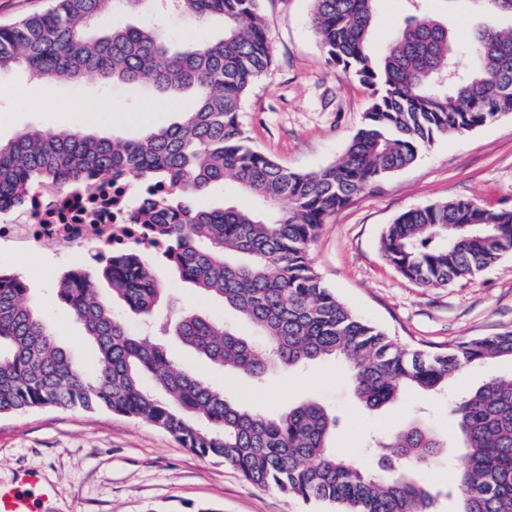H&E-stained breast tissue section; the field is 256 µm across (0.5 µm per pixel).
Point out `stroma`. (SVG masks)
I'll list each match as a JSON object with an SVG mask.
<instances>
[{
    "label": "stroma",
    "instance_id": "1",
    "mask_svg": "<svg viewBox=\"0 0 512 512\" xmlns=\"http://www.w3.org/2000/svg\"><path fill=\"white\" fill-rule=\"evenodd\" d=\"M311 10V0H262L272 66L241 112L252 143L297 171L337 160L370 104L365 87L326 61ZM421 10L452 29L512 25L511 19L472 11L467 0H422ZM411 14L407 0H383L372 52L382 53ZM120 21L161 23L165 38L175 43L222 32L219 21L171 14L166 0H148ZM189 104L149 84L65 82L48 89L14 69L0 73V141L29 127L65 129L80 115L92 118L91 133L133 139L174 123ZM455 198L512 208V114L461 137L438 138L414 164L353 198L322 226L312 262L341 301L404 344L428 349L512 330V255L467 283L442 289H425L400 277L382 255L381 235L399 214ZM0 268L23 276L26 302L42 311L60 345L83 367H91L94 349L55 291L73 268L70 259L45 248L32 256L12 255ZM153 270L180 304L235 322L221 301L181 281L168 267L157 263ZM168 348L185 371L205 377L251 409L274 414L305 401L319 404L338 421L330 446L371 471L377 470L379 455L365 446L369 434L392 431L418 417L448 442L430 466L417 472L439 491L437 512H456L448 479L461 467L463 451L450 423L454 395L512 373L511 361H485L458 374L445 392H407L388 407L368 411L343 364L333 359L316 362L305 374L281 372L261 385L250 375L212 367L176 341ZM20 467L40 470L54 486L49 512H329L326 505L252 485L234 468L191 452L166 431L107 411L39 409L0 416V482L10 483Z\"/></svg>",
    "mask_w": 512,
    "mask_h": 512
}]
</instances>
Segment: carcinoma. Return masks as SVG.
<instances>
[{"instance_id":"cac0c4a2","label":"carcinoma","mask_w":512,"mask_h":512,"mask_svg":"<svg viewBox=\"0 0 512 512\" xmlns=\"http://www.w3.org/2000/svg\"><path fill=\"white\" fill-rule=\"evenodd\" d=\"M146 0H55L53 9L0 27V72L14 68L46 84L150 83L193 102L179 121L138 138L27 128L0 144V208L24 207L45 186L135 176L170 193L143 202L134 219L155 256L183 281L220 297L250 321L263 344L222 321L173 308L175 336L213 365L264 380L322 359L347 363L355 394L374 411L409 388L437 392L463 368L512 360V331L434 350L411 349L359 317L325 285L310 250L323 224L352 198L413 164L436 138L463 135L512 114V26L461 29L410 17L384 54L367 47L381 0H312V25L327 62L370 92L362 125L335 162L308 172L282 166L250 142L240 112L270 71L262 0H172L175 12L219 18L223 34L173 48L156 26L116 25V13ZM234 181L258 206L193 209L182 196ZM385 260L427 289L468 281L512 254V210L469 199L401 213L380 239ZM112 298L152 317L166 289L141 249L100 247L92 255ZM25 283L0 270V416L81 408L140 419L184 447L235 468L261 488L334 512H435L436 495L414 477L445 442L410 422L377 442L380 471L328 444L336 417L304 402L269 416L182 370L153 336L115 316L90 275L71 270L58 296L93 344L92 368L75 363L44 317L21 302ZM465 465L453 492L458 512H512V376L463 393L451 409Z\"/></svg>"}]
</instances>
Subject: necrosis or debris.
Listing matches in <instances>:
<instances>
[{"label":"necrosis or debris","instance_id":"1","mask_svg":"<svg viewBox=\"0 0 512 512\" xmlns=\"http://www.w3.org/2000/svg\"><path fill=\"white\" fill-rule=\"evenodd\" d=\"M168 192L163 184L125 179L94 201L83 190L36 195L27 212L0 214V253L51 244L78 261L96 246L144 244L143 227L133 222L132 215L142 201Z\"/></svg>","mask_w":512,"mask_h":512}]
</instances>
